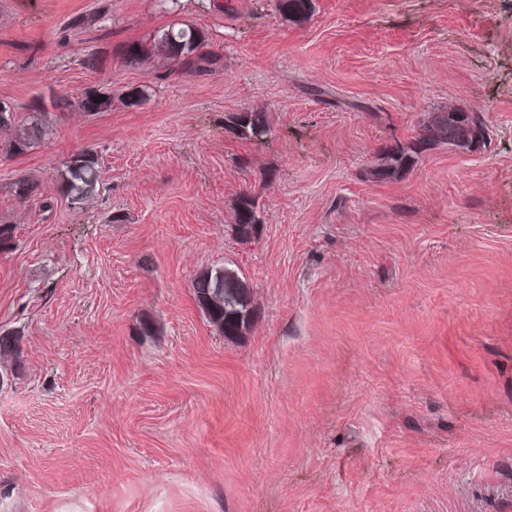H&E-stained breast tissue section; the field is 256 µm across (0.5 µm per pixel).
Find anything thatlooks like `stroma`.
Instances as JSON below:
<instances>
[{"label": "stroma", "instance_id": "obj_1", "mask_svg": "<svg viewBox=\"0 0 512 512\" xmlns=\"http://www.w3.org/2000/svg\"><path fill=\"white\" fill-rule=\"evenodd\" d=\"M224 3L0 0V98L112 93L0 157V512H512V0ZM175 22L215 74L119 55ZM448 110L484 141L375 177ZM83 150L97 196L15 197ZM215 268L232 335L192 288ZM229 125L236 130L244 132L249 137H262L270 131L269 127L264 123L256 112H241L231 116ZM15 196L21 200H31L40 198L42 207L49 209L52 207V197L45 195L42 185L30 178H20L14 183ZM255 202L251 200L250 196H245L240 199L237 208V228L243 236H248L255 224L260 222L256 213ZM197 303L221 332L235 331L247 317V302L239 280L224 268L210 269L193 282Z\"/></svg>", "mask_w": 512, "mask_h": 512}]
</instances>
